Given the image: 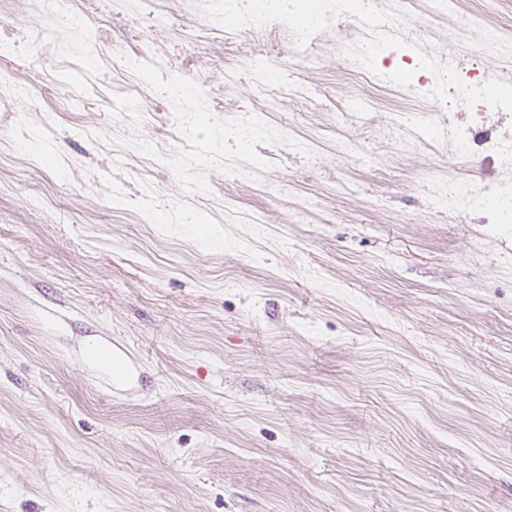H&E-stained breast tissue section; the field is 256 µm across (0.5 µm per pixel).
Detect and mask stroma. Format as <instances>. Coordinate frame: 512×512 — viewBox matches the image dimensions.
<instances>
[{
    "instance_id": "1",
    "label": "stroma",
    "mask_w": 512,
    "mask_h": 512,
    "mask_svg": "<svg viewBox=\"0 0 512 512\" xmlns=\"http://www.w3.org/2000/svg\"><path fill=\"white\" fill-rule=\"evenodd\" d=\"M373 2L0 0V512H512V224L437 198L512 112L436 83L512 0ZM89 357L106 368L113 384L122 382L128 375L127 359L114 343H112V349L107 346L92 349Z\"/></svg>"
}]
</instances>
